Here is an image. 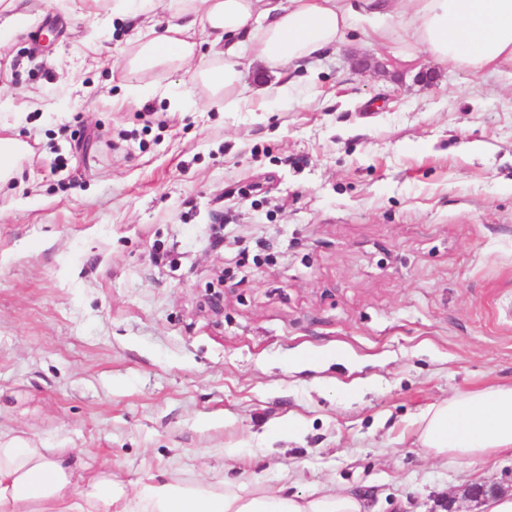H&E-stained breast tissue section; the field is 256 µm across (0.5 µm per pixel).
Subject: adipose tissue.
<instances>
[{"label":"adipose tissue","instance_id":"1","mask_svg":"<svg viewBox=\"0 0 512 512\" xmlns=\"http://www.w3.org/2000/svg\"><path fill=\"white\" fill-rule=\"evenodd\" d=\"M177 22L159 26L156 0H96L144 32L124 57L128 73L191 67L192 81L225 111L248 101L243 58L284 73L267 86L274 100L293 95L292 75L363 35L407 62L415 52L479 74L512 67V0H181ZM419 441L429 457L475 462L512 457V382L455 394L428 406ZM0 512H365L355 495L322 484L309 493L221 492L150 474L116 480L111 463L89 469L70 448L0 440Z\"/></svg>","mask_w":512,"mask_h":512}]
</instances>
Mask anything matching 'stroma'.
I'll list each match as a JSON object with an SVG mask.
<instances>
[{
    "instance_id": "stroma-1",
    "label": "stroma",
    "mask_w": 512,
    "mask_h": 512,
    "mask_svg": "<svg viewBox=\"0 0 512 512\" xmlns=\"http://www.w3.org/2000/svg\"><path fill=\"white\" fill-rule=\"evenodd\" d=\"M0 125V438L72 448L124 482L302 492L372 512H479L512 458L426 457L430 404L512 381V68L349 49L306 102L225 111L188 70L130 75L127 21L23 0ZM433 69L435 86L417 75ZM159 84L182 97L139 94ZM239 449L236 460L225 459ZM26 145L12 138H0V182L10 178L24 157Z\"/></svg>"
}]
</instances>
